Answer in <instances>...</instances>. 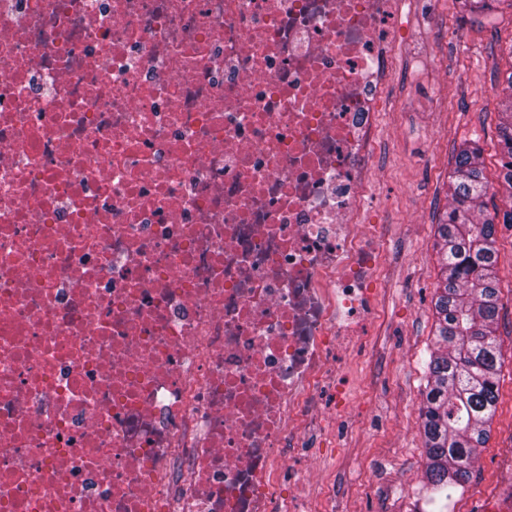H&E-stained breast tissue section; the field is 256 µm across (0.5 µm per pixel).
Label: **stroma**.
I'll list each match as a JSON object with an SVG mask.
<instances>
[{"label": "stroma", "instance_id": "stroma-1", "mask_svg": "<svg viewBox=\"0 0 512 512\" xmlns=\"http://www.w3.org/2000/svg\"><path fill=\"white\" fill-rule=\"evenodd\" d=\"M404 12L393 111L380 129L386 174L376 193L384 204L368 215L389 227L386 274L373 284L375 336L346 369L335 431L317 438L335 512H470L512 501V224L497 227L499 403L487 446L451 503L427 499L419 431L427 363L436 349L437 226L448 210L460 145L478 144L489 182L498 180V94L512 74V7L494 0L479 22L457 0H409Z\"/></svg>", "mask_w": 512, "mask_h": 512}]
</instances>
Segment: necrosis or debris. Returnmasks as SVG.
<instances>
[{
  "mask_svg": "<svg viewBox=\"0 0 512 512\" xmlns=\"http://www.w3.org/2000/svg\"><path fill=\"white\" fill-rule=\"evenodd\" d=\"M404 4L0 0V512H310Z\"/></svg>",
  "mask_w": 512,
  "mask_h": 512,
  "instance_id": "1",
  "label": "necrosis or debris"
}]
</instances>
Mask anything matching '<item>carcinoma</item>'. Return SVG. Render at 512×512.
I'll use <instances>...</instances> for the list:
<instances>
[{
    "mask_svg": "<svg viewBox=\"0 0 512 512\" xmlns=\"http://www.w3.org/2000/svg\"><path fill=\"white\" fill-rule=\"evenodd\" d=\"M498 136L500 173L495 193L512 201V75L501 90ZM489 182L481 148L454 155L451 201L438 225L435 315L438 349L430 356L420 408L425 476L432 490L451 499L470 479L489 440L499 399L502 363L500 288L494 272L497 219L512 224V208L485 213Z\"/></svg>",
    "mask_w": 512,
    "mask_h": 512,
    "instance_id": "cac0c4a2",
    "label": "carcinoma"
}]
</instances>
